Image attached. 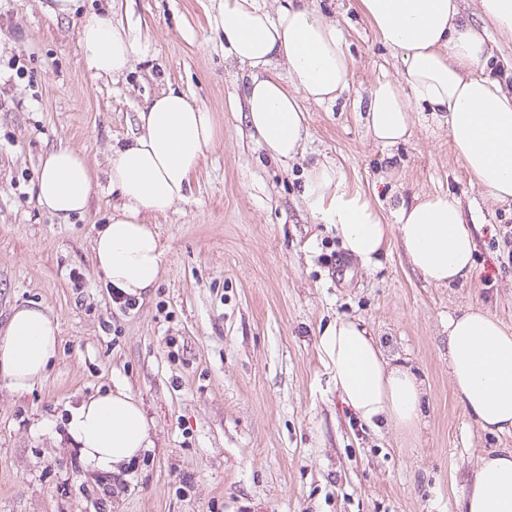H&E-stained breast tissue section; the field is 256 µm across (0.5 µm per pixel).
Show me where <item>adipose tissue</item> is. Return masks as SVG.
<instances>
[{
	"label": "adipose tissue",
	"mask_w": 512,
	"mask_h": 512,
	"mask_svg": "<svg viewBox=\"0 0 512 512\" xmlns=\"http://www.w3.org/2000/svg\"><path fill=\"white\" fill-rule=\"evenodd\" d=\"M379 40L399 56L398 82L371 90L367 128L386 147L406 141L412 101L445 118L448 134L476 185L495 200L512 201V93L477 74L486 56L485 33L463 15L462 0H360ZM229 51L252 75L245 119L260 146L288 162L307 138L306 98L335 101L347 89L351 59L335 22L307 4L288 0L269 12L262 0H218L210 18ZM83 55L96 75L117 78L131 67L135 41L112 13L88 17L80 30ZM282 61L286 74L271 72ZM142 132L115 148L108 181L118 198L94 240V261L108 288L137 300L148 297L164 272L148 212L183 201L189 176L219 135L211 112L171 89L139 113ZM92 173L81 153L49 152L37 176V200L58 223L86 209ZM319 222L335 227L343 249L361 266L374 265L398 240L413 268L437 286L468 282L475 236L459 201L436 195L396 208L384 223L363 194L342 186L337 164L315 161L302 194ZM59 348V327L38 305H20L0 333V375L23 391L41 381ZM318 353L343 404L372 428L411 432L422 414L424 388L408 366L387 358L362 322L339 317L317 338ZM448 375L455 395L479 427L512 435V326L479 306L448 317ZM66 433L85 465L117 474L152 439L141 405L124 387L82 401L69 411ZM462 512H512V448L481 458L462 498Z\"/></svg>",
	"instance_id": "1"
}]
</instances>
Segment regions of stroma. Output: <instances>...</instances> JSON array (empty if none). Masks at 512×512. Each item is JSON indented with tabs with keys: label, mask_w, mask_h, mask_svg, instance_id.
I'll use <instances>...</instances> for the list:
<instances>
[{
	"label": "stroma",
	"mask_w": 512,
	"mask_h": 512,
	"mask_svg": "<svg viewBox=\"0 0 512 512\" xmlns=\"http://www.w3.org/2000/svg\"><path fill=\"white\" fill-rule=\"evenodd\" d=\"M47 3L0 0V325L34 303L60 328L42 382L17 392L0 377V512H461L480 458L512 448V436L482 431L454 394L448 317L478 305L512 325V202L470 182L447 124L424 105L405 142L372 139L369 93L400 79L402 64L359 0H313L342 33L350 87L335 103L304 102L305 149L286 165L248 129L249 70L209 22L215 0H83L65 18ZM108 10L139 45L114 80L96 77L79 46L83 21ZM171 88L212 113L219 140L187 200L148 214L165 271L125 306L93 263L112 210L109 159ZM58 148L81 152L95 174L88 210L68 224L36 199L40 164ZM325 157L388 224L400 202L459 198L478 227L473 283H426L394 242L372 268L349 258L301 198L305 169ZM339 316L362 319L423 380L417 433L370 429L342 403L316 347ZM118 385L142 405L154 446L109 496L63 419Z\"/></svg>",
	"instance_id": "stroma-1"
}]
</instances>
